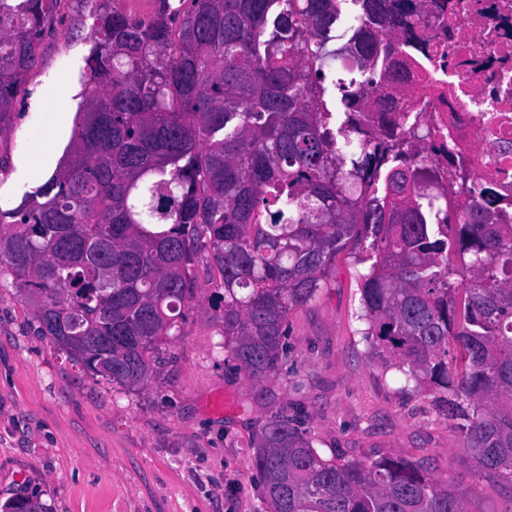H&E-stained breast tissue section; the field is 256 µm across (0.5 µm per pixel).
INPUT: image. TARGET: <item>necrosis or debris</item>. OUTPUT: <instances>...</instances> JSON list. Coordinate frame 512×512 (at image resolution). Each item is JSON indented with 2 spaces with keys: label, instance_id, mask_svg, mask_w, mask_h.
Instances as JSON below:
<instances>
[{
  "label": "necrosis or debris",
  "instance_id": "necrosis-or-debris-1",
  "mask_svg": "<svg viewBox=\"0 0 512 512\" xmlns=\"http://www.w3.org/2000/svg\"><path fill=\"white\" fill-rule=\"evenodd\" d=\"M414 3L389 62L398 78L360 115L365 136L402 141L420 193L463 182L491 188L492 223L512 224V155L495 147L498 138L512 140V0Z\"/></svg>",
  "mask_w": 512,
  "mask_h": 512
}]
</instances>
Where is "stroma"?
Wrapping results in <instances>:
<instances>
[{
  "label": "stroma",
  "mask_w": 512,
  "mask_h": 512,
  "mask_svg": "<svg viewBox=\"0 0 512 512\" xmlns=\"http://www.w3.org/2000/svg\"><path fill=\"white\" fill-rule=\"evenodd\" d=\"M93 9L61 0L62 22L0 132V202L19 205L41 186L26 173L32 147L48 154L50 175L70 143ZM362 270L338 255L327 287L289 314L286 358L254 380L226 360L224 307L195 263L182 333L136 390L92 376L41 335L31 304L0 277V505L24 493L47 512H267L254 441L260 420L283 411L323 457L425 458L435 478L473 490L472 512H512V485L479 474L430 396L372 356L358 318Z\"/></svg>",
  "instance_id": "stroma-1"
}]
</instances>
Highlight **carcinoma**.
<instances>
[{"instance_id":"1","label":"carcinoma","mask_w":512,"mask_h":512,"mask_svg":"<svg viewBox=\"0 0 512 512\" xmlns=\"http://www.w3.org/2000/svg\"><path fill=\"white\" fill-rule=\"evenodd\" d=\"M62 0H0V130ZM97 5L69 151L47 182L0 207V269L37 299L41 333L92 376L147 384L178 330L203 255L219 273L224 350L251 378L287 355L288 315L362 250L360 319L372 354L433 397L487 478L512 485V224L492 200L432 224L396 157L373 179L367 143L330 130L361 109L355 81L325 85L336 0H158L144 19ZM409 0H362L351 48L367 90L399 47ZM467 273L453 281L452 259ZM92 355L77 354L85 344ZM284 412L258 428L254 467L270 512H472L469 493L383 456L325 459ZM3 512H43L19 496Z\"/></svg>"}]
</instances>
